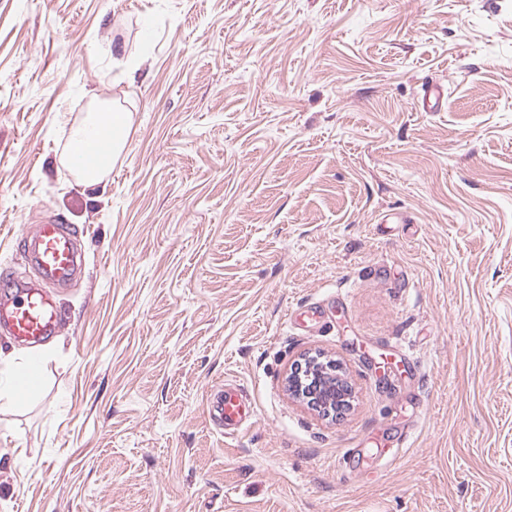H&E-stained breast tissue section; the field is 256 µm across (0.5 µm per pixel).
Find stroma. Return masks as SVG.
<instances>
[{"label": "stroma", "mask_w": 512, "mask_h": 512, "mask_svg": "<svg viewBox=\"0 0 512 512\" xmlns=\"http://www.w3.org/2000/svg\"><path fill=\"white\" fill-rule=\"evenodd\" d=\"M95 95L133 124L86 191ZM49 221L85 265L0 412V512H512V0H0V277ZM307 351L343 417L289 395ZM446 91L447 88L442 82L431 79L422 83L419 100L430 112H433V108L434 112L440 111L446 101ZM131 127V112L98 96L88 112L74 120L63 160L78 184L91 189L105 181L126 147ZM338 371L335 360L322 353L305 352L290 366L288 390L294 398L319 415L332 417V412L336 415L338 405L344 406L342 402L350 398L352 393L348 381ZM212 409L224 422V435L227 437H235L245 431L254 414L247 393L228 384H224V392L213 404Z\"/></svg>", "instance_id": "1"}]
</instances>
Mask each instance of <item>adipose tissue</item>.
<instances>
[{
  "instance_id": "1",
  "label": "adipose tissue",
  "mask_w": 512,
  "mask_h": 512,
  "mask_svg": "<svg viewBox=\"0 0 512 512\" xmlns=\"http://www.w3.org/2000/svg\"><path fill=\"white\" fill-rule=\"evenodd\" d=\"M131 127L130 112L100 97L74 120L64 162L78 184L91 189L105 181L126 147Z\"/></svg>"
}]
</instances>
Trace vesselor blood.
<instances>
[{
	"instance_id": "vessel-or-blood-1",
	"label": "vessel or blood",
	"mask_w": 512,
	"mask_h": 512,
	"mask_svg": "<svg viewBox=\"0 0 512 512\" xmlns=\"http://www.w3.org/2000/svg\"><path fill=\"white\" fill-rule=\"evenodd\" d=\"M419 99L426 109H441L446 87L437 80L422 83ZM26 252L39 273L35 283H14L0 289V331L13 338L36 344L53 336L61 325V314L50 294L72 281L82 266L76 236L62 224H39L22 234ZM224 424V434L238 436L253 417L247 393L225 386L212 406Z\"/></svg>"
}]
</instances>
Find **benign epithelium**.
<instances>
[{
    "instance_id": "7a95c632",
    "label": "benign epithelium",
    "mask_w": 512,
    "mask_h": 512,
    "mask_svg": "<svg viewBox=\"0 0 512 512\" xmlns=\"http://www.w3.org/2000/svg\"><path fill=\"white\" fill-rule=\"evenodd\" d=\"M287 384L294 398L327 418L352 393L348 381L338 374L336 361L317 352L298 356L290 366Z\"/></svg>"
}]
</instances>
